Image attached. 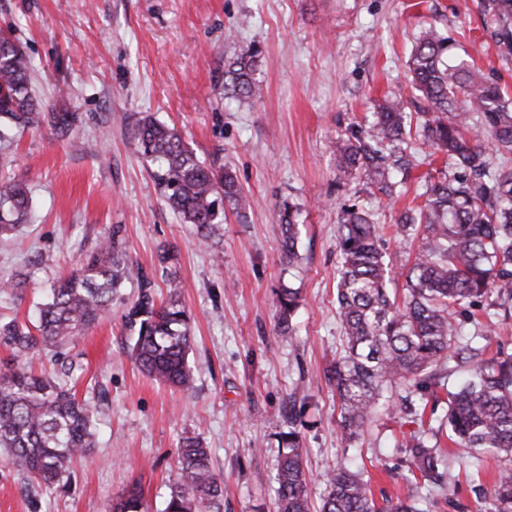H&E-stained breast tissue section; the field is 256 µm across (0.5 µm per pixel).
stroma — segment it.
Wrapping results in <instances>:
<instances>
[{"instance_id":"obj_1","label":"stroma","mask_w":512,"mask_h":512,"mask_svg":"<svg viewBox=\"0 0 512 512\" xmlns=\"http://www.w3.org/2000/svg\"><path fill=\"white\" fill-rule=\"evenodd\" d=\"M479 0H0L32 67V92L45 110L79 116V147L48 126L18 132L0 175L22 181L34 216L0 236V322L32 319L50 285L76 269L113 227L134 266L155 278L176 271L192 317L196 388L191 395L142 375L124 352L136 280L124 282L112 312L61 355L38 351L26 363L54 370L89 402L98 445L74 466L68 492L31 494L25 473L0 451V512H106L139 483L161 512L178 474L177 449L198 437L224 482L217 512H274L276 432L291 392L298 405L311 495L339 464L361 470L378 506L405 495L412 475L401 443L416 426L399 412L404 387L385 390L356 444L342 440L336 395L325 373L342 349L336 316L338 215L360 183L336 181L330 150L337 132L363 122L374 105L406 88L408 59L428 24L458 33L476 68L512 95V58L485 36ZM262 49L255 72L265 96L241 104L224 96V64L249 45ZM153 115L174 125L203 161L230 167L252 198L247 220L227 214L218 241L198 244L195 225L162 202L134 129ZM300 206L297 251L283 258L277 212ZM393 269L411 264L415 240L398 232L386 199L371 203ZM168 264H160L162 250ZM300 291L291 334L276 330L273 293ZM445 486L420 482L422 512H488L498 460L446 447Z\"/></svg>"}]
</instances>
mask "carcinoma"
<instances>
[{
  "mask_svg": "<svg viewBox=\"0 0 512 512\" xmlns=\"http://www.w3.org/2000/svg\"><path fill=\"white\" fill-rule=\"evenodd\" d=\"M486 35L512 54V0H481ZM457 40L433 25L416 38L408 61L407 90L376 104L362 124L336 137V177L347 184L362 181L370 196L389 203L402 195L415 168L408 119L416 117L417 136L428 156L446 155L448 166L424 176V201L399 213L396 224L418 239L414 262L405 277L402 302L391 299L387 284L392 267L380 248L382 226L356 202L341 208L336 249L340 262L336 314L342 352L326 370L336 391L337 429L348 444L356 442L372 421L383 389L405 385L419 400L445 386L444 359L452 355L469 368L466 380L448 392V409L437 426L423 430L421 406L408 403L400 412L421 430L404 437L401 447L421 478L443 477L445 456L440 437L469 454L492 453L503 463L493 488L501 512L512 509V352L498 345L485 358L483 349L461 343L464 325L475 312L488 320L512 306V98L493 79L455 53ZM262 56L254 45L224 69V96L254 103L263 88L254 78ZM30 62L22 47L0 32V154L10 152L16 131L49 126L76 143L74 112H46L32 95ZM140 154L151 164V177L164 202L184 223L213 239L219 215L231 209L246 217L251 209L236 175L208 165L184 143L178 131L146 115L137 121ZM493 147L489 155L483 143ZM30 191L20 181L0 179V234L26 223ZM300 209L290 203L278 212L283 256L292 264ZM112 229L79 268L57 280L27 325L0 324V343L12 362L0 371V448L9 462L43 488L63 492L71 486L72 465L96 447L94 414L56 373L29 371L22 358L41 347L55 350L73 343L111 311L112 297L124 280L136 275L139 292L126 318L134 335L126 353L149 378L188 394L195 389L189 365L191 315L183 306L179 281L167 272L169 292L157 303L154 281L133 271ZM300 291L281 286L275 292L277 332L292 331ZM432 432L435 443L427 439ZM280 453L275 480L276 512H310V483L305 472L301 432L293 421L277 433ZM179 477L170 486L161 512H210L224 496L214 473L210 449L197 437L178 448ZM319 512H383L377 507L362 472L340 465L323 475ZM417 484L387 506L388 512H420ZM109 512H150L141 488L133 484Z\"/></svg>",
  "mask_w": 512,
  "mask_h": 512,
  "instance_id": "1",
  "label": "carcinoma"
}]
</instances>
